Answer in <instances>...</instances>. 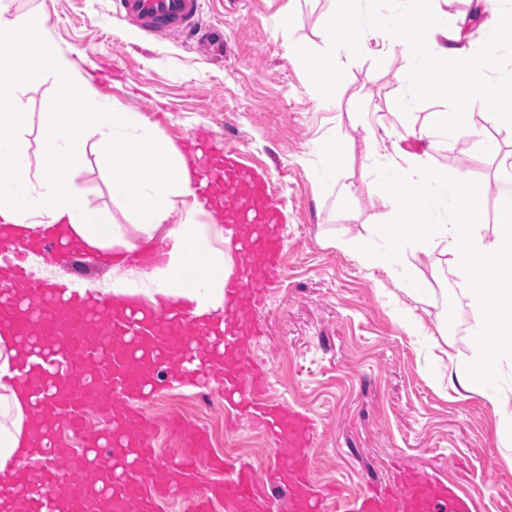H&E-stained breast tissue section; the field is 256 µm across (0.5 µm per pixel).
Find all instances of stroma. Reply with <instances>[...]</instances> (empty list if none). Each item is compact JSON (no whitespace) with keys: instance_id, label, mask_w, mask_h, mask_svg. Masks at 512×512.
Masks as SVG:
<instances>
[{"instance_id":"35a3bbf8","label":"stroma","mask_w":512,"mask_h":512,"mask_svg":"<svg viewBox=\"0 0 512 512\" xmlns=\"http://www.w3.org/2000/svg\"><path fill=\"white\" fill-rule=\"evenodd\" d=\"M200 4L196 31L155 38L117 19L112 0H0V8L12 13L43 11V37L76 62L101 99L154 119L177 145L195 137L206 153L220 157L229 144L243 164L266 167V198L282 207L284 252L257 313L264 334L249 351L266 362L275 400L310 418L309 480L342 494L331 512H350L364 490L391 478L395 464L455 483L471 498L473 512H512V437L498 433L493 405L512 402V361L493 360L491 386L466 398L453 392L449 373L475 359L479 348L471 334L476 313L470 285L449 255L411 243L407 258L430 282L420 299H412L379 234L380 222L397 213L396 200L373 189L391 159L389 136L412 123H430L444 104L402 83L409 65L405 46L375 53L351 41L332 43L324 24L329 0ZM305 54L335 61L344 83L317 85L300 65ZM405 99L410 109H401ZM469 126V135L438 140L431 165L438 175H461L481 189L484 220L474 232L490 243L506 182L497 158L479 142L494 138L507 151L512 140L478 109ZM334 146L352 154L325 183L320 173ZM76 181L93 207L114 223H130L129 213L110 198L95 159ZM65 274L100 288L112 285L108 267L81 252L67 265L47 261L40 277ZM406 307L421 319L412 331L397 318ZM452 315L457 324L444 354L433 343ZM147 413L160 458L175 460L187 450L169 426L179 415L225 462L223 471L202 470L197 484L163 500L161 512H182L185 499L203 485L242 468L256 470L262 458L269 465L259 482L281 496L273 442L247 424H233L218 386L163 389Z\"/></svg>"}]
</instances>
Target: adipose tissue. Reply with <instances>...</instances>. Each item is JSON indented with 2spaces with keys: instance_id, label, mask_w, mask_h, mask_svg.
I'll list each match as a JSON object with an SVG mask.
<instances>
[{
  "instance_id": "ef3b65f1",
  "label": "adipose tissue",
  "mask_w": 512,
  "mask_h": 512,
  "mask_svg": "<svg viewBox=\"0 0 512 512\" xmlns=\"http://www.w3.org/2000/svg\"><path fill=\"white\" fill-rule=\"evenodd\" d=\"M357 2L336 0L325 16L328 31L341 22L363 36L382 33L403 44L412 60L403 82L454 106L437 113L433 123L408 126L402 147L374 184L377 194L399 203L396 219L381 228L389 257L405 264L412 209L421 207L427 248L449 253L462 277L484 269V283L470 296L478 316L472 333L489 354L512 358V254H501L474 234L482 220L478 197L463 178L437 179L428 152L448 131L465 132L464 116L475 106L512 139V112L502 111L497 87L484 79L487 51L502 31L488 23L472 35L465 20H449L438 0H389L390 10L372 24ZM44 25L41 12L0 10V243H29L61 226L83 252L113 256L109 295L154 307L178 302L200 318L222 312L238 244L223 225L196 221L208 201L193 186V161L140 113L96 96L71 59L43 37ZM448 55L468 59L469 78L446 69L428 80L433 60ZM49 80L56 93L32 154L24 137L23 98L30 87ZM91 150L108 175L113 201L132 215V223H111L74 182L73 173ZM19 354L13 329L0 325V474L12 473L20 455L39 456L31 439L37 422L33 399L17 381Z\"/></svg>"
}]
</instances>
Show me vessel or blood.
Wrapping results in <instances>:
<instances>
[{"mask_svg":"<svg viewBox=\"0 0 512 512\" xmlns=\"http://www.w3.org/2000/svg\"><path fill=\"white\" fill-rule=\"evenodd\" d=\"M122 21L145 35L165 38L193 30L199 0H113ZM202 194L212 184L240 189L245 176L232 157H204ZM225 225L238 234L236 272L227 288L222 319L199 322L170 305L159 309L135 298L116 303L93 295L64 298L62 289L39 282L25 295L0 289V321L20 338L17 368L45 418L38 440L44 456L20 461L0 479V512H12L20 486L29 490L28 512H59L72 499L75 512H158L159 504L175 495L181 482L197 479L203 434L181 424L189 447L183 459L156 456L145 412L164 382L204 386L224 378V400L236 406L250 427L267 430L281 451L279 479L288 490L287 504L258 485L250 473L212 487L197 497L193 512H212L224 503L236 512L249 502L254 512H322L332 494L314 490L307 481L313 428L305 414L288 411L271 397L269 375L245 354L254 332L241 312L260 307L265 276L261 269L277 242L275 206L250 214L238 207L224 212ZM168 365L166 380L142 373L144 364ZM96 405L108 418L106 427L90 432L79 451L60 453L63 431L80 426L81 415ZM356 512H468L453 486L416 471L399 473L394 488L366 492Z\"/></svg>","mask_w":512,"mask_h":512,"instance_id":"1","label":"vessel or blood"}]
</instances>
